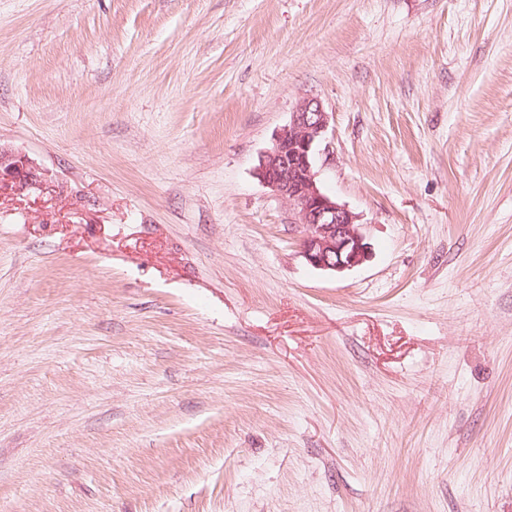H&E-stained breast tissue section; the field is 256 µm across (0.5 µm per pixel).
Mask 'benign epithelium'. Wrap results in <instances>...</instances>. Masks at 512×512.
I'll return each instance as SVG.
<instances>
[{
    "mask_svg": "<svg viewBox=\"0 0 512 512\" xmlns=\"http://www.w3.org/2000/svg\"><path fill=\"white\" fill-rule=\"evenodd\" d=\"M328 126L329 115L321 102L314 97L304 99L272 146L259 156L256 174L274 195L292 206L295 223L304 229L300 253L307 263L340 274L366 262L371 247L359 214L318 185L316 159ZM45 178L46 173L26 155L0 145V191L36 190Z\"/></svg>",
    "mask_w": 512,
    "mask_h": 512,
    "instance_id": "1",
    "label": "benign epithelium"
}]
</instances>
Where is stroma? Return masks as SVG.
Listing matches in <instances>:
<instances>
[{"mask_svg":"<svg viewBox=\"0 0 512 512\" xmlns=\"http://www.w3.org/2000/svg\"><path fill=\"white\" fill-rule=\"evenodd\" d=\"M0 145V512H512V0H0ZM329 115L314 97L301 101L256 166L260 181L287 200L304 233L300 253L312 267L335 274L366 262L370 244L359 214L322 191L316 159L326 139ZM46 173L25 155L0 145V192L36 190L46 181Z\"/></svg>","mask_w":512,"mask_h":512,"instance_id":"obj_1","label":"stroma"}]
</instances>
